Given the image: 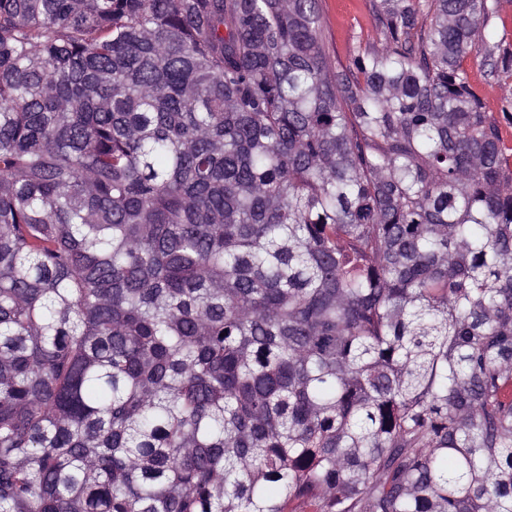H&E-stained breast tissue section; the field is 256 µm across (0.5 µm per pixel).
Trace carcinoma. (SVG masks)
<instances>
[{
    "instance_id": "carcinoma-1",
    "label": "carcinoma",
    "mask_w": 512,
    "mask_h": 512,
    "mask_svg": "<svg viewBox=\"0 0 512 512\" xmlns=\"http://www.w3.org/2000/svg\"><path fill=\"white\" fill-rule=\"evenodd\" d=\"M500 0H0V512H512ZM323 38L336 58L348 64L359 46L375 37L372 0H322ZM464 68L467 71L468 80L476 91V93L483 99L487 112H490L495 117L500 118L502 124V133L507 141L512 140V124H507L502 121L501 108L510 96L509 85L504 84L488 75L486 68L478 65L472 57L465 59Z\"/></svg>"
}]
</instances>
